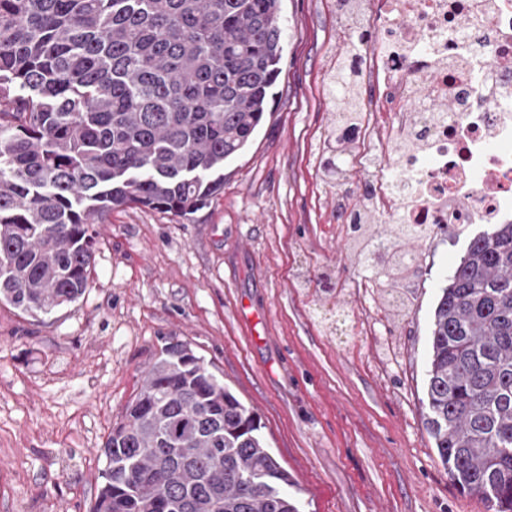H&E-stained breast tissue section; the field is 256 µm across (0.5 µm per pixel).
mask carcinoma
<instances>
[{
	"mask_svg": "<svg viewBox=\"0 0 512 512\" xmlns=\"http://www.w3.org/2000/svg\"><path fill=\"white\" fill-rule=\"evenodd\" d=\"M281 0H0V302L50 314L85 292L94 225L187 218L224 191L281 73ZM336 110L361 112L339 69ZM394 229L376 276L400 292ZM426 428L460 491L512 512V223L441 289ZM93 512H299L254 413L190 344L165 343L103 448Z\"/></svg>",
	"mask_w": 512,
	"mask_h": 512,
	"instance_id": "cac0c4a2",
	"label": "carcinoma"
}]
</instances>
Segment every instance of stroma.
I'll return each mask as SVG.
<instances>
[{
  "instance_id": "stroma-1",
  "label": "stroma",
  "mask_w": 512,
  "mask_h": 512,
  "mask_svg": "<svg viewBox=\"0 0 512 512\" xmlns=\"http://www.w3.org/2000/svg\"><path fill=\"white\" fill-rule=\"evenodd\" d=\"M281 74L264 124L191 219L132 207L96 225L85 294L31 317L0 304V512H89L99 450L163 342L189 343L262 423L300 512H487L450 480L424 425L433 312L470 241L464 224L404 242L405 313L349 246L372 174L371 123L320 179L336 108L328 56L348 44L334 0H282ZM339 289H323V274Z\"/></svg>"
}]
</instances>
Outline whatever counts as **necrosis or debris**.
<instances>
[{"label": "necrosis or debris", "instance_id": "necrosis-or-debris-1", "mask_svg": "<svg viewBox=\"0 0 512 512\" xmlns=\"http://www.w3.org/2000/svg\"><path fill=\"white\" fill-rule=\"evenodd\" d=\"M346 39L381 29L356 78L378 91L398 154L364 163L362 205L409 225L512 223V0H355Z\"/></svg>", "mask_w": 512, "mask_h": 512}]
</instances>
